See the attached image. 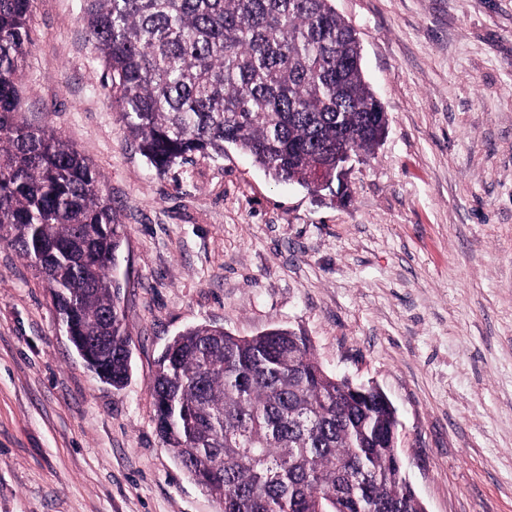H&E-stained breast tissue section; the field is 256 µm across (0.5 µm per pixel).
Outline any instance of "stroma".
I'll use <instances>...</instances> for the list:
<instances>
[{
    "mask_svg": "<svg viewBox=\"0 0 512 512\" xmlns=\"http://www.w3.org/2000/svg\"><path fill=\"white\" fill-rule=\"evenodd\" d=\"M333 5L389 119L341 201L232 145L158 173L80 0H34L22 118L88 159L124 226L131 376L103 383L0 245V512H220L163 442L150 390L164 348L201 324L307 336L328 372L388 396L427 512H512V0Z\"/></svg>",
    "mask_w": 512,
    "mask_h": 512,
    "instance_id": "35a3bbf8",
    "label": "stroma"
}]
</instances>
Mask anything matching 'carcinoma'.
<instances>
[{
  "label": "carcinoma",
  "mask_w": 512,
  "mask_h": 512,
  "mask_svg": "<svg viewBox=\"0 0 512 512\" xmlns=\"http://www.w3.org/2000/svg\"><path fill=\"white\" fill-rule=\"evenodd\" d=\"M112 103L160 173L235 145L281 184L325 189L336 142L368 155L388 115L333 0H82ZM33 0H0V243L38 271L61 320L100 347L118 388L129 338L113 276L120 225L88 160L47 126L18 120ZM307 337L250 338L199 325L158 360V431L223 512H417L388 439L392 405L340 399Z\"/></svg>",
  "instance_id": "1"
}]
</instances>
